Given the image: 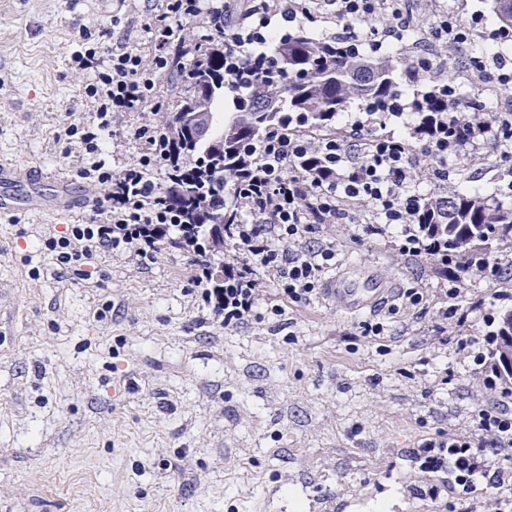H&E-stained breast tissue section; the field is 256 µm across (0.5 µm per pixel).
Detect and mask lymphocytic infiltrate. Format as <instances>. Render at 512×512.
I'll use <instances>...</instances> for the list:
<instances>
[{
	"mask_svg": "<svg viewBox=\"0 0 512 512\" xmlns=\"http://www.w3.org/2000/svg\"><path fill=\"white\" fill-rule=\"evenodd\" d=\"M312 0H165L164 10L150 29L159 52L152 62L126 48L103 46L77 54L79 68L91 81L87 95L94 104L93 120L71 126L82 153L79 171L84 183L100 187L92 200V218L69 225L65 235L47 239L62 270L82 275L84 266L101 252L132 257L144 263L161 248L189 254L192 282L204 308L225 328H237L258 318L267 286H275L282 302L310 300L319 291L324 274L336 264L333 244L303 250L299 244L316 226L348 224L345 203L366 202L372 219L362 224V237L375 241L396 239L401 255L434 257L442 279L439 286L454 297L468 269L451 267L448 248L423 222L426 196L411 189L413 152L434 161L437 180L448 179V161L490 144L502 158L512 157V114L474 126L460 113H441L431 134L419 128L407 133H366L363 121L345 125L342 133L313 136L297 129L270 131L248 148L249 164L229 183L242 200L237 221L225 225L229 248L222 255L198 250L199 227L183 224L177 211L166 205L161 177L185 168L187 159L168 128L138 127L135 135L145 147L133 163L112 171L102 157L112 121L126 112H140L155 99L160 76L173 72L183 53L186 24L224 20V71L248 80L275 65L264 47L284 41L270 28L272 17L286 23L311 14ZM320 6L343 27L337 40L359 45L369 40L380 50L388 39L402 40L408 26L401 0H321ZM314 159L312 167L298 159ZM224 269L223 280L212 277L214 265Z\"/></svg>",
	"mask_w": 512,
	"mask_h": 512,
	"instance_id": "lymphocytic-infiltrate-1",
	"label": "lymphocytic infiltrate"
}]
</instances>
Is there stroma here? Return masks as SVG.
<instances>
[{"mask_svg": "<svg viewBox=\"0 0 512 512\" xmlns=\"http://www.w3.org/2000/svg\"><path fill=\"white\" fill-rule=\"evenodd\" d=\"M492 45V0H447ZM162 0H0V161L36 164L72 180L81 159L67 128L92 118L86 71L72 63L78 31L152 59L149 26ZM438 77L460 102L483 83L454 43L435 44ZM182 77L159 80L141 112L115 119L105 159L120 169L142 150V125L175 111ZM456 187L512 195V162L482 146L448 163ZM92 213L45 210L0 217V512H512V480L468 485L427 464V442L488 445L479 413L500 401L465 336L488 350V318L512 309V250L501 278L472 275L440 293L436 263L354 239L344 224L307 234L331 243L329 277L365 273L391 283L389 302L356 314L319 293L278 317L227 329L198 305L191 259L164 250L145 265L101 254L87 279L64 276L44 243ZM423 294L404 305V289ZM465 322L442 319L445 308ZM389 333L361 336V321Z\"/></svg>", "mask_w": 512, "mask_h": 512, "instance_id": "obj_1", "label": "stroma"}]
</instances>
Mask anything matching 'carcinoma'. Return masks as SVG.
Wrapping results in <instances>:
<instances>
[{"mask_svg": "<svg viewBox=\"0 0 512 512\" xmlns=\"http://www.w3.org/2000/svg\"><path fill=\"white\" fill-rule=\"evenodd\" d=\"M493 13L502 29L512 30V0H492ZM211 33L200 37L194 60L185 75V87L168 127L193 159V171L172 176L164 198L179 208L188 224L235 223L238 202L224 191V184L237 175L249 160L245 147L260 140L269 130L305 128L323 133L336 132V113L352 100L379 118L394 107L397 76L416 68L417 58L367 56L360 47L338 49L333 39L315 38L304 29L288 33V67L282 61L262 76L252 88L234 97L235 112L224 122L218 111L224 91H233L235 79L224 73V43ZM210 95L214 139L224 149L214 150L208 142L191 137L179 119L194 102L195 92ZM413 103L423 106L425 128H431L432 112L447 106L442 94H416ZM426 223L448 241V257L472 264L490 262L493 249L512 248V202L478 193L447 190L426 205ZM512 329V310L498 317L492 332L491 366L500 379L512 384V374L500 370V353L506 331Z\"/></svg>", "mask_w": 512, "mask_h": 512, "instance_id": "cac0c4a2", "label": "carcinoma"}]
</instances>
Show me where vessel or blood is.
Masks as SVG:
<instances>
[{
	"label": "vessel or blood",
	"mask_w": 512,
	"mask_h": 512,
	"mask_svg": "<svg viewBox=\"0 0 512 512\" xmlns=\"http://www.w3.org/2000/svg\"><path fill=\"white\" fill-rule=\"evenodd\" d=\"M48 199L63 210L73 207L68 180L36 167L23 169L10 162H0V216L42 210ZM328 293L342 297L345 310L351 313L364 310L385 295L383 288L357 290L341 278L330 283Z\"/></svg>",
	"instance_id": "obj_1"
}]
</instances>
